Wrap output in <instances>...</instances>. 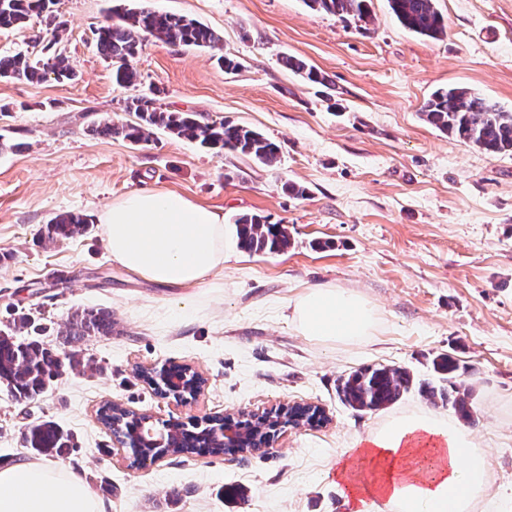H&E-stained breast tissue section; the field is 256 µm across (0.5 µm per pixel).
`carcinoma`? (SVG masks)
<instances>
[{"label": "carcinoma", "mask_w": 512, "mask_h": 512, "mask_svg": "<svg viewBox=\"0 0 512 512\" xmlns=\"http://www.w3.org/2000/svg\"><path fill=\"white\" fill-rule=\"evenodd\" d=\"M315 11L332 14L342 20L350 17L367 19V0H305ZM60 0H0V29L25 26L33 16L50 25L56 20ZM389 8L406 29L428 38L445 33L442 15L435 0H388ZM146 35L173 45L217 49L222 39L209 26L185 16L158 13L146 8L128 9L118 21L96 30V45L110 59L112 79L119 85L134 86L139 73L131 65L138 46ZM285 68L306 76L311 83L323 84L325 78L313 67L293 56L282 58ZM51 72L60 80L73 76L69 58L57 54L40 64L22 54L0 57V78L17 81L40 80ZM136 121L115 124L94 123L91 132L101 136H121L133 143L148 140L153 129L199 143L211 149H228L263 165L279 159V146L260 133L229 122L208 123L194 112L168 111L149 99L137 97L127 103ZM424 120L452 138L489 154L512 153V112L467 88L449 86L435 91L421 107ZM89 221L81 214L66 212L50 219L41 229V237L49 241L71 238L87 232ZM239 247L249 253L284 252L291 245L288 231L272 224L259 214H243L235 221ZM112 311L107 308H84L71 313L65 342L75 346L92 336L112 334ZM34 333L29 313H21L13 324L0 328V384L16 401L33 400L43 395L67 371L81 365L77 352L62 357L35 337L21 338L28 328ZM433 377L420 379L408 369L394 365L362 367L336 379V394L343 405L356 412H375L397 403L405 394L416 391L433 401L450 406L459 419L472 417L473 390L461 380L467 368L450 354H439L432 360ZM24 447L34 456L64 457L77 451L73 435L54 419H43L28 425L23 432ZM206 452L217 456L222 448L208 441L182 435L174 455H195Z\"/></svg>", "instance_id": "1"}]
</instances>
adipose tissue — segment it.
I'll return each mask as SVG.
<instances>
[{
  "label": "adipose tissue",
  "mask_w": 512,
  "mask_h": 512,
  "mask_svg": "<svg viewBox=\"0 0 512 512\" xmlns=\"http://www.w3.org/2000/svg\"><path fill=\"white\" fill-rule=\"evenodd\" d=\"M113 260L154 282L188 286L223 266V216L174 193L141 190L98 217ZM292 319L302 335L348 344L370 336L374 307L359 293L315 288L299 297ZM332 476L348 512H470L488 498V458L453 421L420 412L392 418L359 440ZM0 512H105L80 475L35 461L0 467Z\"/></svg>",
  "instance_id": "1"
}]
</instances>
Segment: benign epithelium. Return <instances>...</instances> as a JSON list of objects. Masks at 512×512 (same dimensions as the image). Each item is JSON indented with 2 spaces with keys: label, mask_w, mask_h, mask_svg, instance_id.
<instances>
[{
  "label": "benign epithelium",
  "mask_w": 512,
  "mask_h": 512,
  "mask_svg": "<svg viewBox=\"0 0 512 512\" xmlns=\"http://www.w3.org/2000/svg\"><path fill=\"white\" fill-rule=\"evenodd\" d=\"M171 365H164L158 370L146 372L152 386L162 398L177 405H186L194 400L206 387L208 380L195 367L183 365L182 374H170ZM265 417L275 423V434L263 440L259 445L249 442L244 435L242 422ZM139 428L130 438L117 442L118 447L130 451L127 458L128 467L136 469L146 459L142 457L140 448H168L177 430L184 427L178 421H159L147 412L136 413ZM192 426L202 430L207 436L224 446V455L236 457L246 454L266 451L281 434L289 429L304 428L303 421L295 416L291 406L281 403L262 410L224 413L208 416L192 423Z\"/></svg>",
  "instance_id": "1"
}]
</instances>
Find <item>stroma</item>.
Segmentation results:
<instances>
[{
	"label": "stroma",
	"mask_w": 512,
	"mask_h": 512,
	"mask_svg": "<svg viewBox=\"0 0 512 512\" xmlns=\"http://www.w3.org/2000/svg\"><path fill=\"white\" fill-rule=\"evenodd\" d=\"M183 15L218 32L221 51L145 36L133 61L137 87L112 80L95 31L114 9ZM446 31L416 35L387 0L367 20H340L304 0H61L50 33L40 19L0 29V55L68 56L61 83L0 80V328L31 313L44 342L78 308L110 309L111 335L79 347L82 364L41 397L19 403L0 386V463L30 460L26 425L54 418L73 433L65 464L86 477L107 512H345L332 463L394 415L421 410L454 419L417 392L358 413L336 394L338 376L395 365L432 377L441 353L471 367L473 416L464 428L488 453L490 489L512 501V154L488 155L421 116L438 88L455 85L512 112V0H436ZM234 58L225 70L219 55ZM294 56L327 79L286 69ZM197 113L261 133L280 147L271 166L153 130L147 141L91 134L92 123L132 120L128 100ZM306 188L305 196L286 186ZM157 189L183 195L234 224L244 213L285 225L281 253L232 248L200 285L154 283L112 261L99 214L118 199ZM78 211L87 234L47 242L39 230ZM346 288L377 309L371 336L328 344L301 335L293 304L313 288ZM187 363L208 384L192 403L161 398L147 367ZM112 400L161 421L279 403L324 406L330 423L282 434L266 453L170 456L138 469L96 418ZM239 484L247 499L228 500Z\"/></svg>",
	"instance_id": "stroma-1"
}]
</instances>
